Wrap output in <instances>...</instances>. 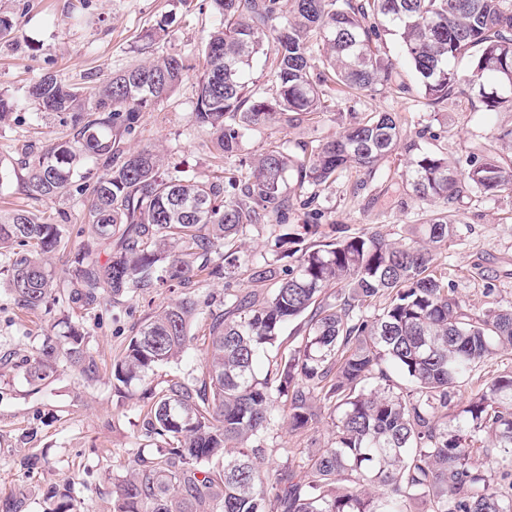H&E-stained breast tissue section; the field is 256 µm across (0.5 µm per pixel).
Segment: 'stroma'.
<instances>
[{
    "instance_id": "35a3bbf8",
    "label": "stroma",
    "mask_w": 512,
    "mask_h": 512,
    "mask_svg": "<svg viewBox=\"0 0 512 512\" xmlns=\"http://www.w3.org/2000/svg\"><path fill=\"white\" fill-rule=\"evenodd\" d=\"M0 15L13 25L10 37L0 39V93L14 104L9 120L0 124V163L10 169L18 167L29 148L45 147L72 130L70 116L39 112L29 100V87L42 75H53L88 95L108 76L154 57L178 53L196 68L203 62L204 40L218 23L210 0H0ZM403 79L410 84L405 93L356 100L337 94L333 110L317 123L262 129L246 139L242 151L251 156L272 140L296 143L334 136L343 112L400 113L405 136L415 137L420 128L431 127L440 146L456 158L480 152L493 134L512 128V112L485 111L467 93L450 98L440 111H430L422 106L411 74ZM195 102V79L190 76L169 98L141 113L125 137L126 147H155L197 177L234 167V160L220 159L201 133L194 119ZM402 168L400 158H390L381 175L370 181L359 169L345 170L318 199L322 232L338 227L352 232L374 224L390 237L407 235L409 225L420 221L422 204L405 194L399 178ZM84 201L73 188L44 200L28 195L14 178L0 186V209H23L50 222H65L67 251L77 249L87 227ZM455 207L465 222L440 254L439 264L472 311L511 308L512 198L466 193ZM67 251L49 258L61 278L69 274ZM173 297L162 289L130 305L105 301L92 312L71 311V319L90 333L99 378L89 382L64 368L34 386L14 363L51 333L54 318L21 310L0 275V356L9 353L14 358L12 365H0V500L21 497L25 512H43L47 488L68 478L85 512H102L113 476L126 474L132 465L143 406L141 385L115 392L112 362L139 323ZM30 431L35 438L28 444L21 436ZM331 438L332 427L325 420L297 432L280 424L269 440L263 467L273 471L299 463ZM34 450L45 453L47 463L29 473L18 461Z\"/></svg>"
}]
</instances>
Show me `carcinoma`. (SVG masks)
I'll return each instance as SVG.
<instances>
[{"label": "carcinoma", "mask_w": 512, "mask_h": 512, "mask_svg": "<svg viewBox=\"0 0 512 512\" xmlns=\"http://www.w3.org/2000/svg\"><path fill=\"white\" fill-rule=\"evenodd\" d=\"M210 2L220 24L202 48L195 122L224 157H238L234 172L187 179L159 152L123 147L139 114L187 76L174 53L107 78L88 100L47 75L29 90L37 110L68 112L73 126L15 172L28 194L53 199L87 162L99 165L85 203L90 236L69 277L44 260L64 248L66 225L0 211V258L23 309L89 310L152 288L184 291L148 315L112 363L120 393L194 342L205 352L185 376L147 388L142 444L131 472L112 479L107 512H412L417 502L422 512H512V370L480 374L512 347V309L471 312L436 264L456 237L460 194L512 196V128L462 165L431 131L404 137L398 112H342L334 138L239 155L257 129L321 117L333 90L404 91V62L432 110L468 92L488 111L512 112V0ZM388 31L399 37L400 59L381 52ZM316 47L325 59L318 72ZM260 54L275 77L268 89L244 80ZM398 151L411 196L437 205L412 238L389 239L371 226L306 241L324 188L350 167L373 179ZM293 210L303 211L304 236L276 239L271 259L245 250L248 227L282 225ZM221 248V262L211 263ZM203 272L224 279V296L202 307L188 289ZM247 283L272 289L260 301ZM377 297L382 307L372 311ZM199 317L208 332L195 336ZM295 320L301 339L284 347L279 337ZM61 364L87 381L98 377L77 322H63L16 367L37 384ZM475 379L476 392L454 402ZM316 398L333 426L330 445L275 475L262 471L257 460L281 420L293 431L318 421ZM44 500L48 512L82 509L69 481Z\"/></svg>", "instance_id": "obj_1"}]
</instances>
